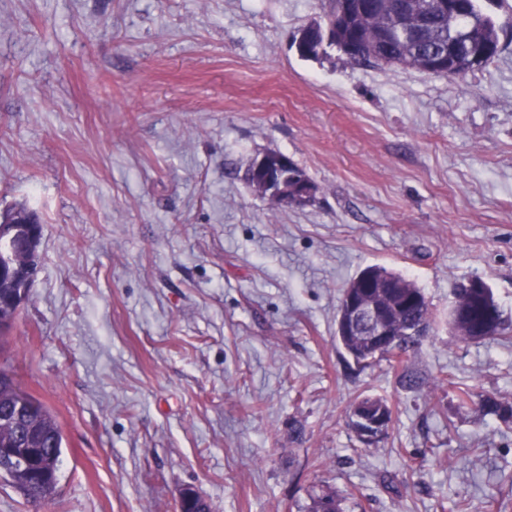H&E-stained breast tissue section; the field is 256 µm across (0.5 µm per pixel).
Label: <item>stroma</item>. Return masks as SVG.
<instances>
[{
	"mask_svg": "<svg viewBox=\"0 0 512 512\" xmlns=\"http://www.w3.org/2000/svg\"><path fill=\"white\" fill-rule=\"evenodd\" d=\"M319 0H0V210L42 223L0 366L64 437L54 496L0 512H512V336L458 341L456 286L512 319V42L451 80L300 57ZM281 153L317 191L247 184ZM377 265L425 294L405 369L336 340ZM415 379L400 384L401 373ZM471 392L459 405L457 390ZM386 401L376 445L349 423ZM289 159L285 156L265 154L252 162L255 176L253 189L258 193L274 200L289 201L292 206L307 205L314 194L315 188L311 182L290 183L285 170ZM343 499L334 491L330 489H321L315 492L311 497V505L309 512L325 511L326 508L330 510L327 512H343Z\"/></svg>",
	"mask_w": 512,
	"mask_h": 512,
	"instance_id": "stroma-1",
	"label": "stroma"
}]
</instances>
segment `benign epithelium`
<instances>
[{
	"label": "benign epithelium",
	"instance_id": "1",
	"mask_svg": "<svg viewBox=\"0 0 512 512\" xmlns=\"http://www.w3.org/2000/svg\"><path fill=\"white\" fill-rule=\"evenodd\" d=\"M448 43L456 53H465L476 63L483 58L481 48L455 28L448 31ZM288 165L289 159L281 155L265 154L255 159L252 162L255 176L253 189L271 199L287 201L295 207L305 206L313 197L314 185L311 182H289L285 174ZM9 241L12 247L35 255L40 237L29 224L24 232L13 234ZM1 268L8 269L9 274L21 282L23 291L13 298L16 304H21L24 300V289L30 286L32 280L29 271L12 264L5 255L0 257ZM402 287L404 284L378 269H364L345 289L337 326L338 335L365 339L368 344L374 345V350L368 356L379 354L384 342L393 336L392 315L417 300L411 291L398 294L394 301L387 300L386 289ZM350 417L363 444L370 446L385 429L386 407L370 397L360 398L351 408ZM24 464L26 460L22 455L0 454V477ZM178 512H209V508L203 496L195 488L187 486L180 492Z\"/></svg>",
	"mask_w": 512,
	"mask_h": 512
}]
</instances>
